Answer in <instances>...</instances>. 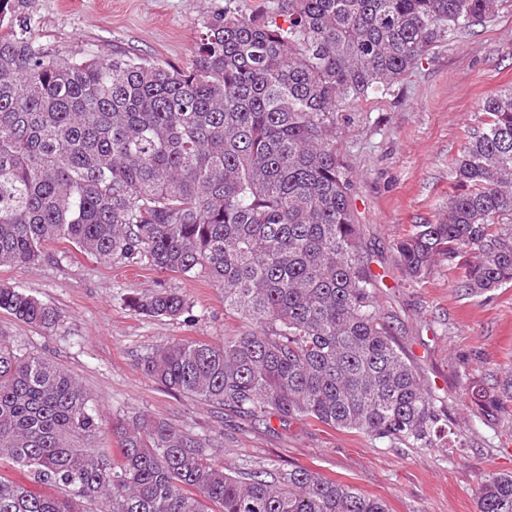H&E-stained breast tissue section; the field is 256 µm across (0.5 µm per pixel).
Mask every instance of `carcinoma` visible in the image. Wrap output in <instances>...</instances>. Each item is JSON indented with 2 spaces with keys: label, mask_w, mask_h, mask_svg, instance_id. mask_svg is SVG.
Masks as SVG:
<instances>
[{
  "label": "carcinoma",
  "mask_w": 512,
  "mask_h": 512,
  "mask_svg": "<svg viewBox=\"0 0 512 512\" xmlns=\"http://www.w3.org/2000/svg\"><path fill=\"white\" fill-rule=\"evenodd\" d=\"M0 0V266L67 242L104 261L203 275L253 330L182 339L142 359L165 389L243 420H315L412 448L437 446L448 412L398 349L375 301L333 145L338 103L377 92L433 49L496 20L506 0H284L283 23L217 13L191 65L37 45ZM456 160L460 192L397 244L411 281L446 262L456 288L512 284V88ZM133 312L178 319L159 291ZM0 310L48 328L56 314L0 284ZM473 398L488 417L502 394ZM65 370L0 339V512H388L301 466L236 470L206 437L161 419L112 421ZM115 451H110V448ZM479 512H512V475L491 474Z\"/></svg>",
  "instance_id": "cac0c4a2"
}]
</instances>
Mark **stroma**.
<instances>
[{
  "label": "stroma",
  "mask_w": 512,
  "mask_h": 512,
  "mask_svg": "<svg viewBox=\"0 0 512 512\" xmlns=\"http://www.w3.org/2000/svg\"><path fill=\"white\" fill-rule=\"evenodd\" d=\"M283 0H12L36 43L87 56L130 54L190 65L213 12L278 15ZM512 87V7L497 20L431 51L383 91L341 103L336 152L353 180L352 206L378 277V309L422 384L448 409L440 448L392 447L355 431L307 420L254 423L166 391L140 362L180 338L220 342L248 330L224 311V293L200 276L104 262L68 243L39 262L0 267V284L25 290L57 313L50 328L0 311V337L66 370L104 419L143 415L218 442L236 469L302 466L384 501L390 512H479L490 473L512 474V402L495 417L476 405V382L512 380V286L467 295L459 268L440 264L413 282L397 242L436 222L455 191L453 164L486 120L481 101ZM173 290L191 320L145 317L128 296Z\"/></svg>",
  "instance_id": "1"
}]
</instances>
